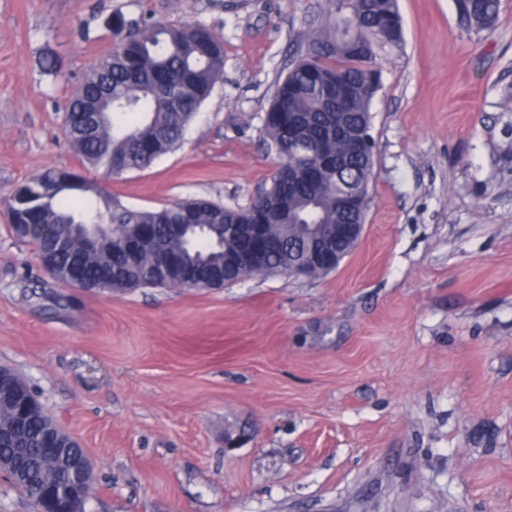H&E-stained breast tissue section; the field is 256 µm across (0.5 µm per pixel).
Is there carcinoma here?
<instances>
[{"instance_id": "obj_1", "label": "carcinoma", "mask_w": 512, "mask_h": 512, "mask_svg": "<svg viewBox=\"0 0 512 512\" xmlns=\"http://www.w3.org/2000/svg\"><path fill=\"white\" fill-rule=\"evenodd\" d=\"M461 26L476 34L493 30L500 0H454ZM112 52L97 59L65 106L63 134L77 152L80 167H62L64 177L45 185L57 167L19 184L41 234L14 236L41 255L45 239L68 234L71 224L104 225L100 244L87 249L79 236L61 252L47 273L58 282L87 291L178 288L156 273L164 251L180 253L201 280L224 266L236 242L224 237L226 224H262L278 248L250 267L246 278L282 274L307 262L303 225L363 224L358 209L368 195L374 166L372 104L382 89L384 53L400 47L404 30L398 0H329L321 24L303 36V50L276 86L263 121L268 148L286 160L256 206L231 207L209 199L172 202L160 209L133 210L112 198L87 172H109V158L121 173L141 170L175 151L186 126L224 76V43L199 23L165 25L147 16H112ZM168 76L164 87L154 76ZM151 239L131 260L124 239L140 225ZM174 224H195L197 238H177ZM48 418L36 412L15 427V395H0V459L24 448L38 468L16 486L42 510L36 485L57 467L47 455Z\"/></svg>"}]
</instances>
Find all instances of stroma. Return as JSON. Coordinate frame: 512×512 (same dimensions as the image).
Instances as JSON below:
<instances>
[{
    "mask_svg": "<svg viewBox=\"0 0 512 512\" xmlns=\"http://www.w3.org/2000/svg\"><path fill=\"white\" fill-rule=\"evenodd\" d=\"M398 5L363 237L327 277L88 292L0 215V365L88 455L85 512H512V0L490 34L454 0ZM326 9L0 0V199L76 164L62 106L121 13L212 28L224 80L177 151L89 178L130 209L248 205L276 165L275 82Z\"/></svg>",
    "mask_w": 512,
    "mask_h": 512,
    "instance_id": "stroma-1",
    "label": "stroma"
}]
</instances>
